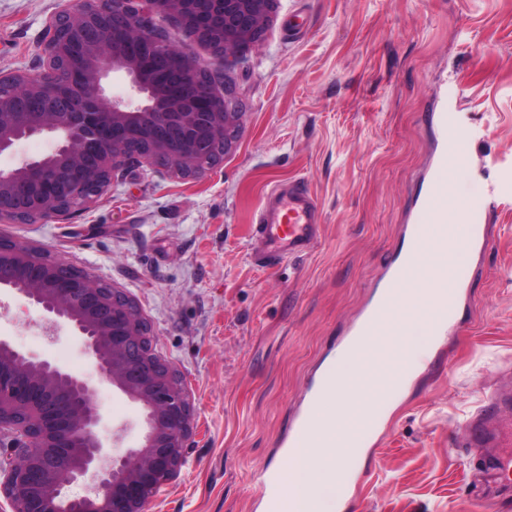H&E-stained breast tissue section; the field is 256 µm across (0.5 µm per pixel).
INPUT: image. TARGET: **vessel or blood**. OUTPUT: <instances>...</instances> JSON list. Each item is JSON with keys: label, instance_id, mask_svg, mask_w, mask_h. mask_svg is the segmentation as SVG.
Returning a JSON list of instances; mask_svg holds the SVG:
<instances>
[{"label": "vessel or blood", "instance_id": "1", "mask_svg": "<svg viewBox=\"0 0 512 512\" xmlns=\"http://www.w3.org/2000/svg\"><path fill=\"white\" fill-rule=\"evenodd\" d=\"M431 119L442 133V146L434 161L426 195L406 236L404 255L389 266L381 300L355 323L362 336L371 335L398 315L407 299L402 286L411 264L425 261L430 243L442 242L448 233V159L457 152L460 134L449 128L447 113H432ZM321 222L322 213L310 189L303 182H289L287 191L278 194L274 205L260 213L252 226L253 237L262 244L256 255L257 263L267 265L310 252L318 240ZM404 383V376L397 371L379 382L373 411L346 438L348 453L338 466V480L346 483L352 480L356 459L375 437L386 404L401 392ZM477 421L480 428L490 431L500 449L496 469L502 481H512V425L482 412L478 413Z\"/></svg>", "mask_w": 512, "mask_h": 512}]
</instances>
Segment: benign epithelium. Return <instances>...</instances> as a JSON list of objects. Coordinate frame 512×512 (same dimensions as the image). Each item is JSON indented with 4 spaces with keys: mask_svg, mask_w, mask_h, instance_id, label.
Here are the masks:
<instances>
[{
    "mask_svg": "<svg viewBox=\"0 0 512 512\" xmlns=\"http://www.w3.org/2000/svg\"><path fill=\"white\" fill-rule=\"evenodd\" d=\"M278 0H67L49 23L44 71L7 78L0 154L52 135L49 154L0 171V222L34 224L87 207L127 163L195 179L236 145L241 103L216 71L173 45V16L224 67L265 39ZM128 93H105L108 74ZM0 288L42 310L49 335L67 325L100 379L140 404L142 444L116 457L97 434L104 418L78 374L0 336V497L10 512H148L185 463L193 408L181 376L155 352L136 304L84 271L0 239ZM82 483L85 494L68 487Z\"/></svg>",
    "mask_w": 512,
    "mask_h": 512,
    "instance_id": "7a95c632",
    "label": "benign epithelium"
}]
</instances>
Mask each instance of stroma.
I'll return each instance as SVG.
<instances>
[{
    "instance_id": "35a3bbf8",
    "label": "stroma",
    "mask_w": 512,
    "mask_h": 512,
    "mask_svg": "<svg viewBox=\"0 0 512 512\" xmlns=\"http://www.w3.org/2000/svg\"><path fill=\"white\" fill-rule=\"evenodd\" d=\"M63 0H0V74H36ZM230 75L241 136L197 179L118 168L89 208L0 238L117 288L138 306L156 354L193 407L186 462L149 512H265L263 471L287 462L294 418L404 246L403 227L441 148L428 119L454 103L464 141L459 202L490 245L459 263L464 297L445 358L426 350L388 403L381 444L342 512H512L491 444L465 446L486 395L512 391V0H280L261 46ZM304 180L322 210L305 255L261 267L251 225L271 190ZM41 313L0 291V335L85 377L68 328L40 339ZM113 455L138 447L142 407L110 385L94 396Z\"/></svg>"
}]
</instances>
